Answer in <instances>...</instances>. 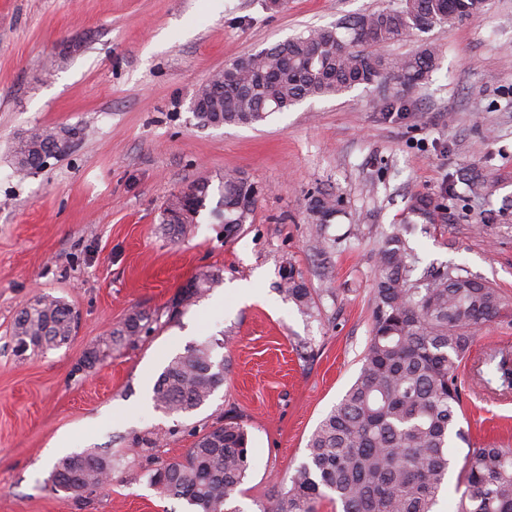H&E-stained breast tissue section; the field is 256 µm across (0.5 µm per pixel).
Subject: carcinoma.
Instances as JSON below:
<instances>
[{
  "label": "carcinoma",
  "mask_w": 512,
  "mask_h": 512,
  "mask_svg": "<svg viewBox=\"0 0 512 512\" xmlns=\"http://www.w3.org/2000/svg\"><path fill=\"white\" fill-rule=\"evenodd\" d=\"M487 0H401L398 7L348 19L332 29H313L251 53L234 62V78L208 99L220 113L196 115L202 125L220 115L229 125L250 126L314 97L340 95L355 86H371L392 77L410 90L438 66L436 46L390 58L377 47L431 28L476 16ZM26 138L15 149L16 169L36 168L44 158ZM195 215L207 208L211 182L193 183ZM210 212L231 235L253 221L257 191L241 175L224 176ZM457 199L448 186L440 199L415 196L404 226L387 235L377 253L373 324L360 374L342 400L309 438L306 460L289 478L288 489L260 512H317L331 492L341 512H433L451 459L450 436L466 441L457 426L460 388L455 372L469 354L475 333L500 317L504 300L488 281L448 266L413 278L414 265L403 232L414 224H433ZM342 210L341 197L319 192L310 211L318 230ZM182 288L172 302L180 314L219 287V272L206 270ZM283 291L305 312L314 298L303 281L288 273ZM77 315L63 299L44 294L16 316L17 344L35 350L59 347L70 339ZM225 359L215 344L189 346L173 357L152 387L156 408L167 414L189 413L203 405L226 380ZM249 468L247 432L236 416L205 431L185 459L162 463L150 482L166 496L182 499L195 512H241L235 494ZM112 459L78 453L58 461L54 482L65 492L92 495L100 479H112ZM460 476L465 485L455 512H512V448L471 446Z\"/></svg>",
  "instance_id": "obj_1"
}]
</instances>
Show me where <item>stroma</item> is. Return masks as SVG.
Wrapping results in <instances>:
<instances>
[{
	"instance_id": "1",
	"label": "stroma",
	"mask_w": 512,
	"mask_h": 512,
	"mask_svg": "<svg viewBox=\"0 0 512 512\" xmlns=\"http://www.w3.org/2000/svg\"><path fill=\"white\" fill-rule=\"evenodd\" d=\"M400 0H0V512H186L149 472L184 457L197 434L233 414L249 435L242 512L283 492L308 440L356 381L373 322L376 251L411 197L454 187L434 224L407 237L416 274L454 265L488 280L507 315L485 325L457 370L455 461L436 512L465 490L468 444L512 447V390L491 358H512V0L381 46L400 58L427 43L436 70L408 93L395 81L307 99L248 127L204 126L195 89L237 58ZM404 97L388 115L383 100ZM36 126L86 134L37 173L19 176L18 139ZM484 183L468 194L452 175ZM244 174L259 190L252 223L232 235L202 211L174 239L161 226L171 193ZM344 211L319 235L312 194ZM223 282L177 319L172 299L197 273ZM294 274L316 301L306 315L281 286ZM77 314L70 340L17 353L12 327L37 293ZM135 311L153 330L95 364L86 352ZM220 341L224 384L186 416L155 408L152 385L188 346ZM314 355L300 357L299 344ZM112 457L104 492L64 497L59 459Z\"/></svg>"
}]
</instances>
